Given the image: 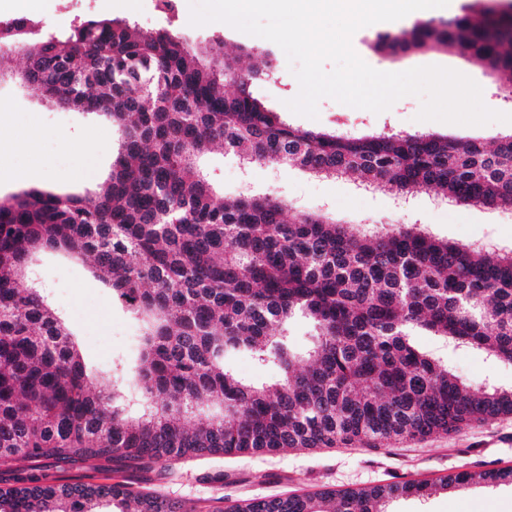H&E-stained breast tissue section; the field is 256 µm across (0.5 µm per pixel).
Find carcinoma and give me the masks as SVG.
Listing matches in <instances>:
<instances>
[{
    "instance_id": "obj_1",
    "label": "carcinoma",
    "mask_w": 512,
    "mask_h": 512,
    "mask_svg": "<svg viewBox=\"0 0 512 512\" xmlns=\"http://www.w3.org/2000/svg\"><path fill=\"white\" fill-rule=\"evenodd\" d=\"M370 49H451L512 90V21L482 0L381 32ZM221 50L219 41L196 49L109 18L23 44L34 90L60 107L91 105L121 140L93 195L31 190L0 201V512H99L102 503L188 512L126 483H48L16 469L18 460L138 469L187 456L376 447L512 414V388L469 383L413 341L424 330L512 365V256L492 258L415 224L360 232L268 196L226 203L202 170L222 146L251 164L512 210V135L488 148L424 133L294 127L252 90L274 75L270 52L227 83L221 65L203 60ZM43 249L89 260L144 321L138 398L122 365L91 377L42 289L23 285ZM299 318L315 331L304 353L288 342ZM239 350L274 364L279 379L239 378L224 366ZM481 482H512V471L245 499L225 512H386L393 499Z\"/></svg>"
}]
</instances>
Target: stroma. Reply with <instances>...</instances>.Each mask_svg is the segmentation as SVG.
<instances>
[{
  "label": "stroma",
  "instance_id": "1",
  "mask_svg": "<svg viewBox=\"0 0 512 512\" xmlns=\"http://www.w3.org/2000/svg\"><path fill=\"white\" fill-rule=\"evenodd\" d=\"M37 37L65 36L81 21L96 18L125 19L145 30L165 29L178 34L189 46L222 41L224 51L238 55L243 47L271 50L276 78L261 81L255 94L290 124L304 129H336L371 134L380 132L437 133L466 137L493 144L512 134V124L493 122L464 126L421 121L422 100L406 96L376 114L330 98L318 103L317 118L290 111L287 100L299 93L283 50L271 41L213 22L189 23L188 0H177L174 12H163L157 0H39L34 6ZM373 29H359L352 38L355 52L372 68L403 72L437 65L463 73L482 89L490 109L512 113V100L483 70L451 52L383 57L368 47ZM26 60L13 54L11 76L0 79V141L9 142L0 153V197L31 189L56 194L94 192L112 172L120 136L103 115L57 107L26 89L16 71ZM36 133L37 148L28 150L23 140ZM207 177L222 191L225 201L239 195H274L295 210L327 212L341 224L366 229L380 225L417 224L433 236L455 243L482 247L492 257L512 252V211L451 203L431 190L397 195L362 183L353 177H318L303 169L273 161L241 166L232 153L215 148L204 163ZM30 275L45 288L56 314L75 328L86 366L96 372L120 363L137 368L140 321L102 288L86 264L56 253H43ZM416 344L440 355L449 367L471 383L490 381L512 387V366L494 362L481 350L453 347L443 338L425 333ZM512 469V414L475 421L461 429L422 440H393L380 448L337 445L333 448L298 450L280 454H244L173 462L165 473L121 472L111 465L77 463L47 468L50 479L129 483L143 491H158L170 498L197 504L201 512H221L241 499L281 493L311 494L324 489H357L387 483L436 482L462 471ZM388 512H512V484H471L440 490L423 498L399 499Z\"/></svg>",
  "mask_w": 512,
  "mask_h": 512
}]
</instances>
